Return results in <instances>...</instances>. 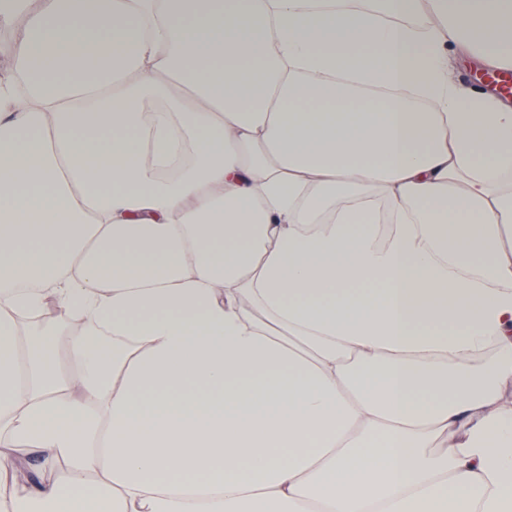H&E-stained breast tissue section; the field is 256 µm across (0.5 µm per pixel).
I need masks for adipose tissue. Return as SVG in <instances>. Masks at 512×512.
I'll use <instances>...</instances> for the list:
<instances>
[{
	"instance_id": "ef3b65f1",
	"label": "adipose tissue",
	"mask_w": 512,
	"mask_h": 512,
	"mask_svg": "<svg viewBox=\"0 0 512 512\" xmlns=\"http://www.w3.org/2000/svg\"><path fill=\"white\" fill-rule=\"evenodd\" d=\"M16 19L0 512H512V0ZM453 75L462 83L467 85L469 88L482 91L485 87V83L482 84L481 79L485 72L483 68H474L470 65L465 66L452 60Z\"/></svg>"
}]
</instances>
